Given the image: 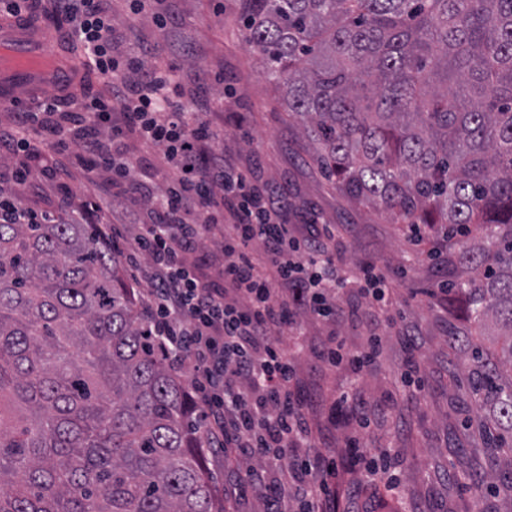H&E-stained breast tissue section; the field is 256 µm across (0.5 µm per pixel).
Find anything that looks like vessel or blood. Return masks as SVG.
I'll use <instances>...</instances> for the list:
<instances>
[{
    "label": "vessel or blood",
    "instance_id": "obj_1",
    "mask_svg": "<svg viewBox=\"0 0 512 512\" xmlns=\"http://www.w3.org/2000/svg\"><path fill=\"white\" fill-rule=\"evenodd\" d=\"M83 61L66 35L50 37L38 17L23 13L0 19V108L20 110L29 95L54 86L61 97L76 95Z\"/></svg>",
    "mask_w": 512,
    "mask_h": 512
}]
</instances>
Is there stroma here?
<instances>
[{
  "mask_svg": "<svg viewBox=\"0 0 512 512\" xmlns=\"http://www.w3.org/2000/svg\"><path fill=\"white\" fill-rule=\"evenodd\" d=\"M107 5L119 48L145 66L173 68L182 99L220 130L218 147L226 159L271 191L296 232L308 224L331 225L337 264L373 260L392 283L390 320L367 321L364 303L347 288L341 293L345 313L336 323L302 321L312 344L334 333L356 351L370 335L382 338L378 362L356 381L312 352L297 357L299 398L318 430L321 452L347 435L359 437L373 454L389 452L401 483L394 490L375 484V510L389 502L394 512H512V495L479 492L468 478L474 470L495 473L498 462L482 451L479 425L487 414L464 379L468 355L448 343L451 333L467 326V304L461 299L448 304L438 292L448 280L447 263L432 254L443 241L441 231L427 229L422 241H414L410 225L349 201L320 173L298 120L285 111L280 91L266 81L257 52L243 37L236 0H153L149 13L139 16L130 13L127 0ZM157 14L166 18L165 27L154 23ZM13 170V158L1 157L0 183L14 186L22 202L39 211L86 198L92 190L84 175L67 165L34 169L20 186L13 183ZM103 207L116 224L131 215L141 224L153 221L129 182L111 187ZM405 325L415 329L417 345L401 336ZM345 391L368 403L367 427L348 415L327 421V406ZM203 457L224 512H261L245 477L250 457L228 460L220 448L204 449Z\"/></svg>",
  "mask_w": 512,
  "mask_h": 512,
  "instance_id": "obj_1",
  "label": "stroma"
}]
</instances>
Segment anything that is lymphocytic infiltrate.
<instances>
[{
	"label": "lymphocytic infiltrate",
	"instance_id": "lymphocytic-infiltrate-1",
	"mask_svg": "<svg viewBox=\"0 0 512 512\" xmlns=\"http://www.w3.org/2000/svg\"><path fill=\"white\" fill-rule=\"evenodd\" d=\"M102 2L52 0V9L88 49L104 94L83 98L76 112L59 111L54 96L40 111H15L13 128L0 130V144L18 159L20 182L32 163L50 169L63 158L75 159L88 180L101 172L125 180L134 163L112 145L130 133L161 151L167 185L158 194L136 185L155 219L138 225L129 242L135 273L147 280L141 302L150 332L206 408L207 447L237 448L259 459L247 476L266 512H278L284 497L298 501L300 512H324L340 468L357 466L369 477L377 471L351 437L341 456L320 453L291 388L295 363L272 333L299 330V313L341 317L336 297L347 287L370 303L384 301V273L371 261L353 274L338 269L329 225L294 235L280 220L279 202L214 151L219 131L177 99L166 71H142L140 80L128 81L127 72L141 64L118 52ZM228 216L233 224L218 243L223 260L210 279H200L201 245ZM319 349L326 363L357 377L378 359L380 339L369 337L350 353L331 336Z\"/></svg>",
	"mask_w": 512,
	"mask_h": 512
}]
</instances>
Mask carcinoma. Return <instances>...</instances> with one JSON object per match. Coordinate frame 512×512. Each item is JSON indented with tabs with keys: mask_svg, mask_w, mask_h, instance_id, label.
<instances>
[{
	"mask_svg": "<svg viewBox=\"0 0 512 512\" xmlns=\"http://www.w3.org/2000/svg\"><path fill=\"white\" fill-rule=\"evenodd\" d=\"M325 178L456 240L465 381L512 492V0H238ZM203 417L120 255L61 204L0 221V512H224Z\"/></svg>",
	"mask_w": 512,
	"mask_h": 512,
	"instance_id": "cac0c4a2",
	"label": "carcinoma"
}]
</instances>
